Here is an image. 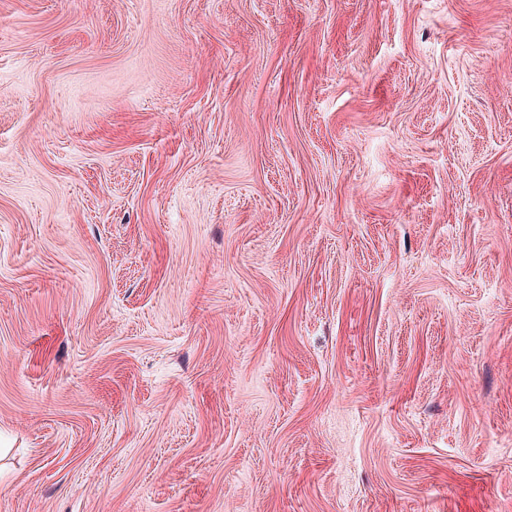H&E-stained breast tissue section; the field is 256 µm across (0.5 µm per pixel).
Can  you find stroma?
<instances>
[{
	"label": "stroma",
	"instance_id": "stroma-1",
	"mask_svg": "<svg viewBox=\"0 0 512 512\" xmlns=\"http://www.w3.org/2000/svg\"><path fill=\"white\" fill-rule=\"evenodd\" d=\"M0 512H512V0H0Z\"/></svg>",
	"mask_w": 512,
	"mask_h": 512
}]
</instances>
